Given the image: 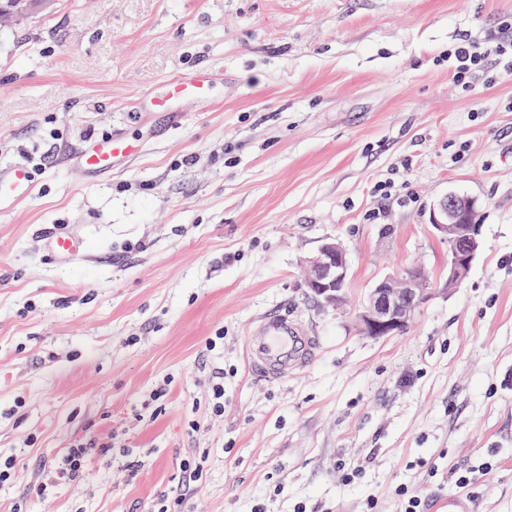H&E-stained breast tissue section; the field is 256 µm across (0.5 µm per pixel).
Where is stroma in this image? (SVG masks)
<instances>
[{
  "label": "stroma",
  "mask_w": 512,
  "mask_h": 512,
  "mask_svg": "<svg viewBox=\"0 0 512 512\" xmlns=\"http://www.w3.org/2000/svg\"><path fill=\"white\" fill-rule=\"evenodd\" d=\"M510 19L512 0H53L0 23V168L61 138L0 213V458L18 461L0 512H157L200 457L190 512H364L370 495L401 512L402 487L434 512L452 470L486 461L476 512H512V77L467 91L448 59ZM201 66L230 77L209 102L144 111ZM117 130L146 148L112 177L64 162ZM450 193L475 200L482 246L446 290L429 216ZM59 224L83 256L49 259ZM328 237L349 261L341 311L301 265ZM407 265L431 297L402 333L360 335L363 297ZM274 310L320 340L280 384L244 361ZM94 435L115 438L110 473L54 481L45 462Z\"/></svg>",
  "instance_id": "stroma-1"
}]
</instances>
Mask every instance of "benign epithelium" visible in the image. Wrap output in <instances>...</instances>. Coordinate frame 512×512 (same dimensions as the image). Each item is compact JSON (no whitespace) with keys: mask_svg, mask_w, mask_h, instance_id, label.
<instances>
[{"mask_svg":"<svg viewBox=\"0 0 512 512\" xmlns=\"http://www.w3.org/2000/svg\"><path fill=\"white\" fill-rule=\"evenodd\" d=\"M474 212V202L455 195L446 196L430 213V226L448 241V276L444 287L455 288L467 276L477 251L480 225L461 219ZM306 287L324 307L343 303L349 277L346 251L337 239H327L305 259ZM430 296V281L418 266L380 279L365 297L355 315V325L365 336H393L407 327Z\"/></svg>","mask_w":512,"mask_h":512,"instance_id":"1","label":"benign epithelium"}]
</instances>
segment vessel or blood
<instances>
[{
    "instance_id": "obj_1",
    "label": "vessel or blood",
    "mask_w": 512,
    "mask_h": 512,
    "mask_svg": "<svg viewBox=\"0 0 512 512\" xmlns=\"http://www.w3.org/2000/svg\"><path fill=\"white\" fill-rule=\"evenodd\" d=\"M218 79V74L207 67L171 78L162 95L151 96V106L167 113L177 99L208 101L210 87ZM142 151L140 141L116 132L86 143L75 156L74 165L84 178L108 177ZM36 186L35 170L28 165L18 163L0 169V210L29 197ZM50 247L61 258L76 257L84 250L82 239L67 230L52 232ZM317 353V337L282 310L267 313L255 322L246 348L251 372L272 383L284 382L308 368Z\"/></svg>"
}]
</instances>
